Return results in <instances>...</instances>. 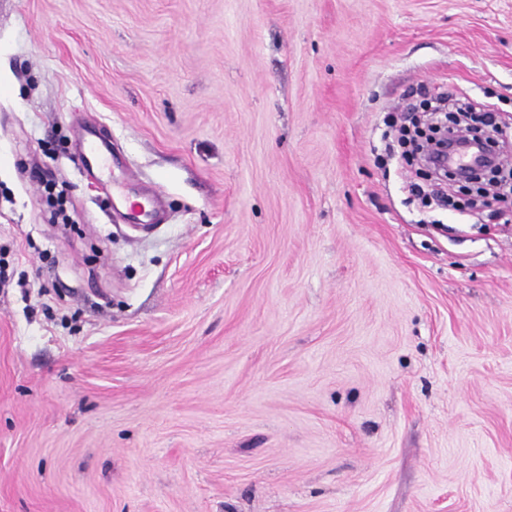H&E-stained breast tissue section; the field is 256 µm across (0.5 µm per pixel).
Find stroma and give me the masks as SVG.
I'll use <instances>...</instances> for the list:
<instances>
[{"label":"stroma","instance_id":"35a3bbf8","mask_svg":"<svg viewBox=\"0 0 512 512\" xmlns=\"http://www.w3.org/2000/svg\"><path fill=\"white\" fill-rule=\"evenodd\" d=\"M0 74V512H512V208L384 137L512 131V0H0ZM76 139L77 164L81 167L85 166L89 172L93 173L95 168L97 172L105 174L106 177L101 182L112 206L119 204L125 208L129 224H155L157 222L156 201L159 194L154 191L141 196L140 201L128 205L126 196L128 181L125 170L112 160V148L109 145L103 148L94 131L86 125L79 128Z\"/></svg>","mask_w":512,"mask_h":512}]
</instances>
